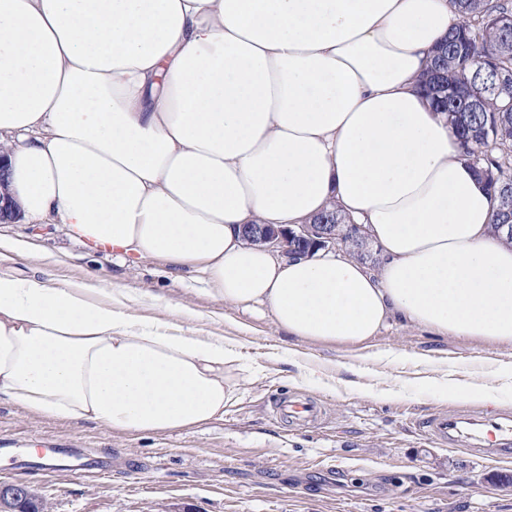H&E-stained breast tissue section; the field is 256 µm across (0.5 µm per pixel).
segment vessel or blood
I'll return each instance as SVG.
<instances>
[{
	"label": "vessel or blood",
	"instance_id": "1",
	"mask_svg": "<svg viewBox=\"0 0 512 512\" xmlns=\"http://www.w3.org/2000/svg\"><path fill=\"white\" fill-rule=\"evenodd\" d=\"M276 415L285 422L315 421L321 409L311 400L278 399L274 404ZM422 425L427 434L442 444H451L464 432L471 431L477 435L474 447L476 454L500 462L512 460V416L497 414H464L457 411L440 412L426 416ZM7 456L14 458L17 474H27L31 468L32 458H51L55 464L53 473L66 476H84L102 474L109 468L108 461L97 458L83 460L77 449L58 448L52 443H44L42 448L28 451L24 448H10Z\"/></svg>",
	"mask_w": 512,
	"mask_h": 512
}]
</instances>
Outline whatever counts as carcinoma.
<instances>
[{"label":"carcinoma","mask_w":512,"mask_h":512,"mask_svg":"<svg viewBox=\"0 0 512 512\" xmlns=\"http://www.w3.org/2000/svg\"><path fill=\"white\" fill-rule=\"evenodd\" d=\"M469 15L448 34L424 82L448 113L461 154L494 199L491 231L512 242V0H449Z\"/></svg>","instance_id":"1"}]
</instances>
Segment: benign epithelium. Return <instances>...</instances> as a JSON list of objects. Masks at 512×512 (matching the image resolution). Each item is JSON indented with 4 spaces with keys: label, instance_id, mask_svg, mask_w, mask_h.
Segmentation results:
<instances>
[{
    "label": "benign epithelium",
    "instance_id": "obj_1",
    "mask_svg": "<svg viewBox=\"0 0 512 512\" xmlns=\"http://www.w3.org/2000/svg\"><path fill=\"white\" fill-rule=\"evenodd\" d=\"M243 237L250 242L265 245L283 256L299 255L297 244H310L309 250H332L343 243V236L334 224H299L294 228L271 224H246ZM34 496V489L25 484H0V512H16V505Z\"/></svg>",
    "mask_w": 512,
    "mask_h": 512
}]
</instances>
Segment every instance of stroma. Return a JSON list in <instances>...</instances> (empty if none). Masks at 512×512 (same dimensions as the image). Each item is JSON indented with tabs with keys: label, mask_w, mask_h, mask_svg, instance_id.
Instances as JSON below:
<instances>
[{
	"label": "stroma",
	"mask_w": 512,
	"mask_h": 512,
	"mask_svg": "<svg viewBox=\"0 0 512 512\" xmlns=\"http://www.w3.org/2000/svg\"><path fill=\"white\" fill-rule=\"evenodd\" d=\"M0 237L19 246L0 259L1 267L31 275L35 264L25 247L39 246L55 280L81 283L92 274L100 287L129 288L201 313L204 329L243 342L255 370L254 378L240 382L223 419L196 431L127 437L91 422L47 421L1 404L0 439L20 448L38 447L44 439L71 443L111 464L102 479L26 477L52 512H512V467L470 453L464 438L453 449L439 446L418 423L437 410L480 409V402L440 398L413 366L380 367L348 390L343 346L289 342L269 314L226 305L156 263L86 252L55 224H0ZM287 346L325 367L336 389L276 359ZM371 346L419 354L466 384L480 378L485 359L512 364V346L438 336L396 320ZM368 384L376 393L365 392ZM390 386L398 396L381 398L380 390ZM295 394L323 405L320 423L296 426L274 416V400Z\"/></svg>",
	"instance_id": "1"
}]
</instances>
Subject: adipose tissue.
I'll return each mask as SVG.
<instances>
[{
  "instance_id": "1",
  "label": "adipose tissue",
  "mask_w": 512,
  "mask_h": 512,
  "mask_svg": "<svg viewBox=\"0 0 512 512\" xmlns=\"http://www.w3.org/2000/svg\"><path fill=\"white\" fill-rule=\"evenodd\" d=\"M449 0H0V152L19 216L156 261L289 336L388 320L512 345V243L419 88ZM361 224L378 272L275 257L247 224ZM124 288L0 269V403L136 436L222 418L239 346Z\"/></svg>"
}]
</instances>
